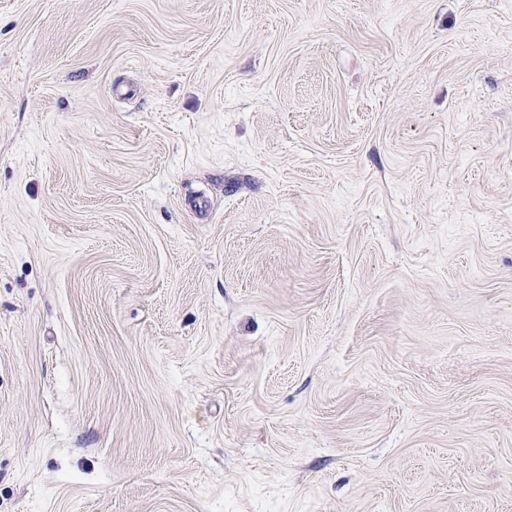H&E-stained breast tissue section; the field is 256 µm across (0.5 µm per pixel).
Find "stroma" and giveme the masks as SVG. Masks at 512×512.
<instances>
[{
	"label": "stroma",
	"instance_id": "stroma-1",
	"mask_svg": "<svg viewBox=\"0 0 512 512\" xmlns=\"http://www.w3.org/2000/svg\"><path fill=\"white\" fill-rule=\"evenodd\" d=\"M0 512H512V0H0Z\"/></svg>",
	"mask_w": 512,
	"mask_h": 512
}]
</instances>
